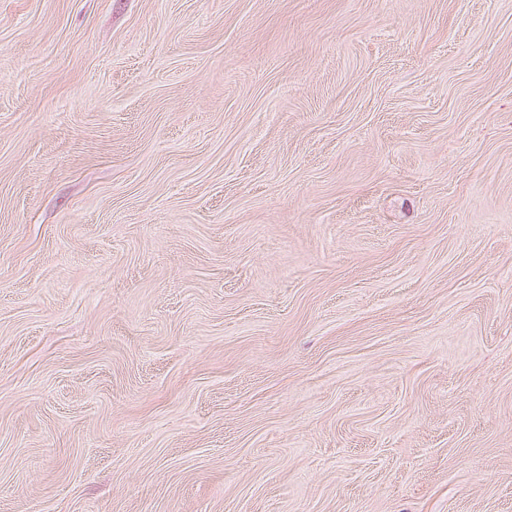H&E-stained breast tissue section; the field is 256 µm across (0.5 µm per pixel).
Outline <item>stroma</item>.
<instances>
[{
  "mask_svg": "<svg viewBox=\"0 0 512 512\" xmlns=\"http://www.w3.org/2000/svg\"><path fill=\"white\" fill-rule=\"evenodd\" d=\"M0 512H512V0H0Z\"/></svg>",
  "mask_w": 512,
  "mask_h": 512,
  "instance_id": "obj_1",
  "label": "stroma"
}]
</instances>
